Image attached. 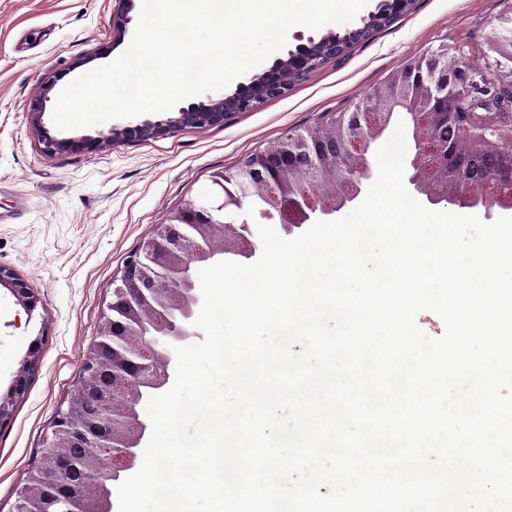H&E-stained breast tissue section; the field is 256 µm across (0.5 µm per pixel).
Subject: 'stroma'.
<instances>
[{"label":"stroma","mask_w":512,"mask_h":512,"mask_svg":"<svg viewBox=\"0 0 512 512\" xmlns=\"http://www.w3.org/2000/svg\"><path fill=\"white\" fill-rule=\"evenodd\" d=\"M141 0H0V266L38 297L33 313L0 288V389H7L27 349L42 363L28 391L0 427V512H9L58 411L79 381L102 329V311L120 275L155 225L207 185L213 170L271 146L284 133L347 111L407 60L440 45L461 48L471 65L500 72L506 62L488 32L506 0H413L409 12L328 60L282 97L223 124L179 121L149 139L98 141V127L51 136L71 148L44 153L30 104L46 81L63 89L121 54L131 33L114 18L138 17Z\"/></svg>","instance_id":"35a3bbf8"}]
</instances>
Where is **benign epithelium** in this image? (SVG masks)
<instances>
[{"instance_id": "1", "label": "benign epithelium", "mask_w": 512, "mask_h": 512, "mask_svg": "<svg viewBox=\"0 0 512 512\" xmlns=\"http://www.w3.org/2000/svg\"><path fill=\"white\" fill-rule=\"evenodd\" d=\"M411 3L384 0L385 8L371 13L364 27L342 36L311 37L286 58L276 59L257 82L230 95L208 94L179 114L187 122L212 126L223 123L230 111L253 110L305 80L321 60L341 54L367 28L407 12ZM490 40L512 63V38L494 28ZM54 88L52 82L45 85L32 108L39 126ZM397 109L406 111L413 124L407 182L415 195L431 205L481 207L488 214L512 201V138L501 134V124H512V74L476 71L464 54L448 56L445 45L407 61L377 96L337 113L332 123L336 133L326 135L327 125H318L243 157L234 169L238 207H224L222 198L190 199L156 225L126 260L102 314L101 336L86 354L77 389L45 439L38 465L49 481L22 487L9 512H26V503L40 495L47 501L41 512L55 503L67 504L66 512L112 510V486L136 466L148 429L139 407L168 386L172 347L198 335L193 321L202 297L194 264L221 261L226 255L249 260L260 252L261 240L250 224L237 221L238 208L249 203L256 186L262 189L260 217L275 213L286 236L357 205L374 178L373 144ZM166 125V120L113 125L99 137H145ZM3 284L18 305L35 310L38 298L30 288L0 267ZM40 356L35 343L9 387L0 392V425L26 394Z\"/></svg>"}]
</instances>
